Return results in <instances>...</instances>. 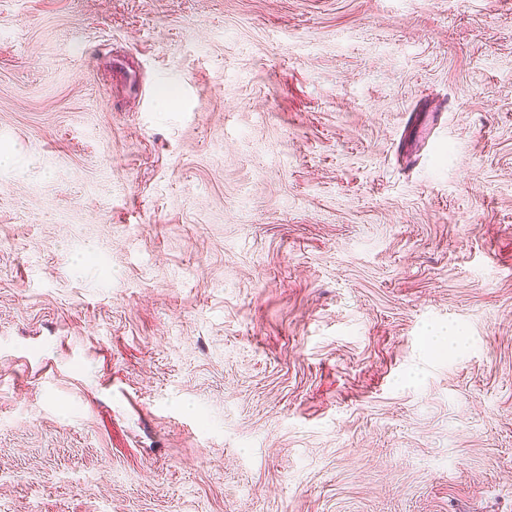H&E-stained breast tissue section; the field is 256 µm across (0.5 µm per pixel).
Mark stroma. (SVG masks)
I'll return each instance as SVG.
<instances>
[{
	"label": "stroma",
	"mask_w": 512,
	"mask_h": 512,
	"mask_svg": "<svg viewBox=\"0 0 512 512\" xmlns=\"http://www.w3.org/2000/svg\"><path fill=\"white\" fill-rule=\"evenodd\" d=\"M1 471L512 512V0H0Z\"/></svg>",
	"instance_id": "obj_1"
}]
</instances>
